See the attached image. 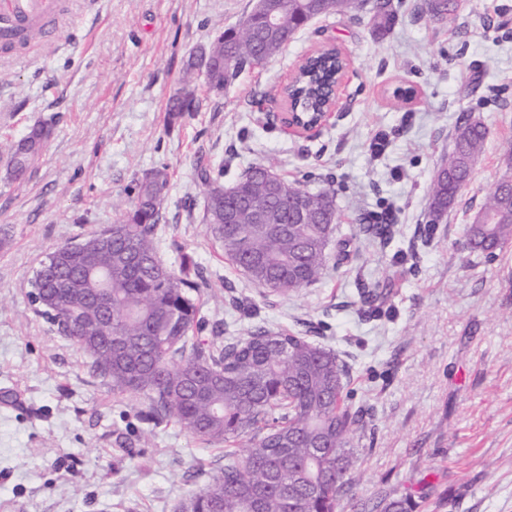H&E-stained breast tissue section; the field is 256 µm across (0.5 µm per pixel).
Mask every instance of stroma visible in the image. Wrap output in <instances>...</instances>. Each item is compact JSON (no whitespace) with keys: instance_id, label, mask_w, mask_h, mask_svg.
I'll return each instance as SVG.
<instances>
[{"instance_id":"1","label":"stroma","mask_w":512,"mask_h":512,"mask_svg":"<svg viewBox=\"0 0 512 512\" xmlns=\"http://www.w3.org/2000/svg\"><path fill=\"white\" fill-rule=\"evenodd\" d=\"M64 2L52 37L0 51V140L55 126L24 180H0V512H176L224 465V445L171 422L146 426L134 413L142 397L112 393L27 300L45 253L113 223L131 205L132 179L162 165L159 255L205 271L197 304L220 329L208 341L258 324L296 329L346 364L353 403L371 414L358 499L387 495L405 512H512V244L480 261L464 238L512 142V0H460L450 28L423 13V0H392L386 34L366 8L317 18L175 122L166 105L184 60L237 26L253 0ZM327 43L351 59L333 114L312 135L289 133L280 92ZM463 115L487 126L485 152L433 225L429 185ZM199 153L228 186L265 163L309 190L331 188L349 262L294 294L252 282L204 224ZM381 215L388 239L360 233ZM367 288L384 290L380 312L362 304ZM145 428L150 447L128 453Z\"/></svg>"}]
</instances>
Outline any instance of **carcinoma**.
Returning <instances> with one entry per match:
<instances>
[{"instance_id":"obj_1","label":"carcinoma","mask_w":512,"mask_h":512,"mask_svg":"<svg viewBox=\"0 0 512 512\" xmlns=\"http://www.w3.org/2000/svg\"><path fill=\"white\" fill-rule=\"evenodd\" d=\"M280 28L261 24L258 6L243 18L237 37L224 32L193 50L183 64L179 88L166 107L181 120L200 109V85L216 97L246 69L278 56L288 38L310 21L362 8L361 0H278ZM459 0H424V11L451 26ZM375 28H391V0H375ZM213 57L221 68L205 72L199 61ZM338 50L321 46L306 56L287 97L298 112H319L344 67ZM54 133L46 123L18 138L0 141L5 179L20 181ZM489 131L462 117L453 148L441 159L429 188V215L451 211L469 183ZM505 172L464 227L470 252L493 260L512 241V145L503 154ZM204 189V220L224 256L258 285L277 294L298 292L322 276L329 263L348 262L347 243L331 254L330 222L336 218L334 192L310 191L298 182L249 166L224 194V170L196 164ZM166 167L134 178L131 210L113 224L86 235L107 239L102 247H56L29 281L35 311L85 359L89 373L108 380L112 391L146 401L139 417L149 423L173 421L201 444L235 445L243 454L224 456V466L190 494L180 512H336L345 499L355 508L353 443L363 430V413L346 390L345 365L336 353L290 329L259 326L248 336L229 337L222 347L201 339L204 321L195 294L206 285L188 261L174 270L158 254L157 227L169 193ZM306 201L312 217L303 224L296 209ZM265 210L256 224L253 209ZM235 223H224V211ZM108 277L112 325L99 317L100 274Z\"/></svg>"}]
</instances>
